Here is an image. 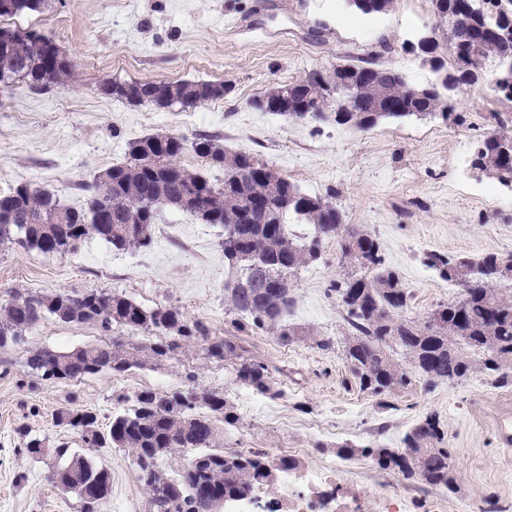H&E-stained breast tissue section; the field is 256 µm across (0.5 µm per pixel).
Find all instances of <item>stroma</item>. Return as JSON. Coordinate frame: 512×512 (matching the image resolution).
<instances>
[{"label": "stroma", "instance_id": "35a3bbf8", "mask_svg": "<svg viewBox=\"0 0 512 512\" xmlns=\"http://www.w3.org/2000/svg\"><path fill=\"white\" fill-rule=\"evenodd\" d=\"M9 24L54 39L73 68L64 86L49 91L21 83L0 89L1 195L27 178L80 207L93 177L126 161L129 140L216 134L228 151L252 153L303 192L330 197L346 224L375 235L386 265L412 294L404 318L426 320L438 304L461 296L459 286L423 264L424 253L476 258L512 252V190L470 166L475 144L497 123L512 128V103L486 84L454 97L462 117L457 124L385 119L361 132L328 119L293 122L253 105L276 83L358 58L401 70L414 84L434 80L430 65L411 50L428 37L438 56L452 59L431 0H396L389 12L371 16L354 12L345 0H48ZM115 79L221 81L231 91L194 108L160 109L102 94L100 85ZM152 237L140 251L89 238L74 252L50 256L0 245V307L17 291L99 288L149 308L178 306L223 336L234 319L224 302L233 270L221 247L223 226L168 207L158 213ZM339 257L336 239L326 240L320 259L300 272L288 325L343 336V309L329 290L343 275ZM116 339L145 348L154 341L143 332L106 335L91 323L47 317L0 360V512H81L79 496L49 479L58 461L22 452V424L34 436L87 451L108 469L112 491L99 512H146L149 490L133 458L115 448L83 449L56 426L55 413L72 399L105 425L117 395L191 386L222 392L233 405L239 424L226 434L225 447L263 448L294 458L303 471L335 459L345 440L399 447L412 426L435 414L446 431L457 495L414 486L361 456L341 464L346 490L362 495L364 512H383L388 484L407 500L408 512H475L486 497L512 512V446L499 439L501 425H512V387H494L480 375L429 386L416 376L383 408L351 382L340 350L302 341L285 346L271 335L253 342L285 396L261 397L258 410L246 402L230 365L194 349L159 362L145 359L121 375L103 371L67 384L38 380L25 365L32 346L69 352Z\"/></svg>", "mask_w": 512, "mask_h": 512}]
</instances>
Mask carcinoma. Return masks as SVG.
Listing matches in <instances>:
<instances>
[{"label":"carcinoma","instance_id":"carcinoma-1","mask_svg":"<svg viewBox=\"0 0 512 512\" xmlns=\"http://www.w3.org/2000/svg\"><path fill=\"white\" fill-rule=\"evenodd\" d=\"M45 0H0V17L37 11ZM363 15L381 14L395 0H348ZM435 14L454 16L448 45L467 49L476 45L480 59L452 53L448 73L456 86L478 83L480 63L494 66L493 76L512 82V26L473 15L469 0H433ZM57 44L35 32L0 26V87L25 83L33 91L65 85L72 65L52 62ZM355 79L350 99L322 96L303 103L311 78L288 90L293 121L330 119L359 131L388 118L441 119L437 84L418 86L394 68L344 63ZM100 90L118 100L167 108H192L224 98V84L206 80L108 81ZM512 129L498 127L474 147L471 168L495 166L493 179L512 188ZM212 168L224 170L214 182L182 168L177 158L186 150ZM86 206L62 204L53 192L22 180L0 195V245L55 255L75 250L89 237L105 240L117 250H137L152 242L151 226L158 212L176 208L205 224L224 227V257L235 268L224 284V301L238 315L232 331L222 339L211 336L201 319L186 318L179 308L160 305L147 309L128 297L98 289L81 294L16 293L0 308V354L8 353L45 317L68 323H93L109 334L116 327L156 336L151 357L162 361L177 351L199 347L209 359L232 365L236 381L253 392L278 399L283 391L269 365L245 345V332L268 333L279 343L308 341L320 350L340 345L351 379L360 390L388 405L387 397L411 383L418 373L429 384L454 382L480 373L498 388L512 386V374L502 365L512 359V293L490 288L487 282H512L502 267L508 254L487 253L462 258L439 252L424 254V264L462 288V297L441 304L424 322L406 320L399 313L409 307L411 292L398 275L385 267L378 240L359 227L343 224V215L325 198L308 195L247 152H230L219 140L202 134L191 143L175 135H146L127 144V160L97 174L87 187ZM296 216L313 232L307 241L290 238L287 215ZM338 239L340 262L348 272L334 281L346 329L341 342L312 331L298 332L284 316L297 302L298 274L320 258L327 239ZM26 366L49 383H65L102 371L125 373L142 366L140 350L118 340L70 352L42 347L26 350ZM56 425L76 433L86 448H120L130 454L149 489L147 512H224V500L261 488L269 497L267 512H277L281 487L278 476L297 467L294 459L274 456L259 448L226 452L216 422L234 428L239 417L224 394L200 387L163 393L138 392L129 408L112 414L108 429L97 414L70 400L55 414ZM23 450L40 458L45 451L66 458L53 472L64 489L76 492L82 512H97L112 490L109 471L91 458L72 452L66 444H52L19 428ZM401 448L337 445L343 459L367 457L384 471L448 495L458 492L457 476L439 420L428 415L405 433ZM186 456L176 476L160 468V461Z\"/></svg>","mask_w":512,"mask_h":512}]
</instances>
